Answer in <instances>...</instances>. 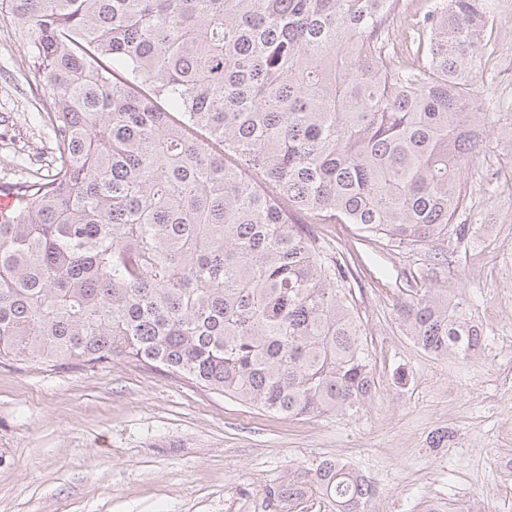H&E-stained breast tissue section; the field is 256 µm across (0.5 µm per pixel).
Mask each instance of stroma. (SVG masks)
I'll return each mask as SVG.
<instances>
[{
	"label": "stroma",
	"instance_id": "1",
	"mask_svg": "<svg viewBox=\"0 0 512 512\" xmlns=\"http://www.w3.org/2000/svg\"><path fill=\"white\" fill-rule=\"evenodd\" d=\"M477 95L493 113L457 221L479 233L395 250L353 224L314 232L345 257L376 390L351 416L288 419L115 357L94 368L0 363V512H276L268 492L338 459L377 489L367 512H512V0H493ZM40 77L0 22V182L46 172ZM464 298L481 360L426 353L398 307L424 282ZM451 431L442 447L430 444Z\"/></svg>",
	"mask_w": 512,
	"mask_h": 512
}]
</instances>
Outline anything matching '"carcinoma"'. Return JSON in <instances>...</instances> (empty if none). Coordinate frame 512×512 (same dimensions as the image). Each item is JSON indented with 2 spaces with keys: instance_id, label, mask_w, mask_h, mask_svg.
<instances>
[{
  "instance_id": "1",
  "label": "carcinoma",
  "mask_w": 512,
  "mask_h": 512,
  "mask_svg": "<svg viewBox=\"0 0 512 512\" xmlns=\"http://www.w3.org/2000/svg\"><path fill=\"white\" fill-rule=\"evenodd\" d=\"M400 0H0L43 78L55 159L0 182V360L122 356L288 418L375 388L352 276L312 224L392 248L449 239L492 115L477 100L491 0H432L400 53ZM435 357L486 348L461 298L400 306ZM365 512L335 459L273 491Z\"/></svg>"
}]
</instances>
